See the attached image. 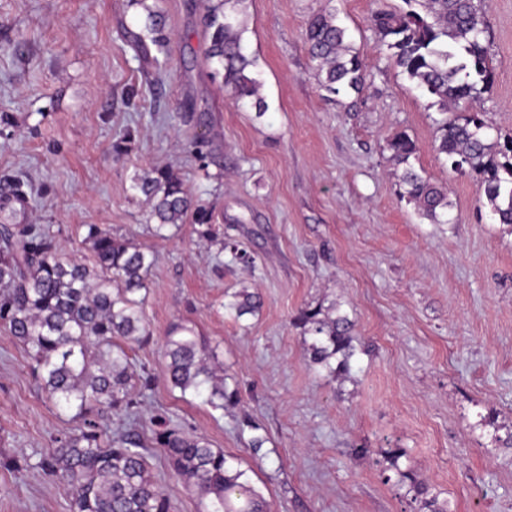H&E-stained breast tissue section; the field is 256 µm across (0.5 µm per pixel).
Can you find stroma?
I'll return each instance as SVG.
<instances>
[{"label":"stroma","instance_id":"1","mask_svg":"<svg viewBox=\"0 0 512 512\" xmlns=\"http://www.w3.org/2000/svg\"><path fill=\"white\" fill-rule=\"evenodd\" d=\"M149 4L170 41L161 72L127 37L129 0H0V181L33 189L16 223L49 228L86 264L91 224L156 254L150 339L127 349L139 431L162 416L204 436L248 469L271 512H420L384 463L392 448L448 512H512V231L494 220L479 176L457 175L435 151L437 106L370 27L373 12L404 0H246L262 114L223 92L207 62L204 0ZM479 8L494 80L474 109L508 133L512 0ZM324 9L372 75L361 93L327 94L314 76L305 29ZM397 132L418 146L412 166L447 186V223L400 198L387 148ZM198 134L200 155L187 147ZM151 167L173 170L211 210L219 242L191 223L152 235L132 189ZM244 288L262 306L237 320L226 305ZM307 306L352 321L348 374L310 366L294 322ZM180 322L216 351L238 403L216 410L167 383L163 339ZM77 425L0 331V512H70L68 490L27 462ZM146 455L174 512H200L163 451Z\"/></svg>","mask_w":512,"mask_h":512}]
</instances>
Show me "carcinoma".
I'll list each match as a JSON object with an SVG mask.
<instances>
[{
	"mask_svg": "<svg viewBox=\"0 0 512 512\" xmlns=\"http://www.w3.org/2000/svg\"><path fill=\"white\" fill-rule=\"evenodd\" d=\"M244 2L207 0V60L222 69L225 93L264 113L268 105L260 93L262 83L243 38L239 6ZM404 2L405 11L372 15L378 41L408 79L436 99L442 118L435 151L445 156L453 171L480 176L493 218L512 228V134L492 136L480 113L461 111L493 78L479 9L474 0ZM136 5L144 14L136 20L138 31L131 33L134 45L143 48L150 42L159 53L168 54L155 11L145 0H136ZM306 43L315 76L327 92L364 90L369 74L334 14L320 11L310 17ZM387 146L389 160L401 168V197L421 217L434 224L448 223V189L430 182L411 165L415 142L400 133ZM132 188L150 205L154 235L160 237L161 230L190 218L214 236L210 211L189 196L172 170L154 167L137 173ZM9 218V213L0 218V327L26 348L47 397L81 419L77 430L55 438V447L37 454L28 467L68 487L71 512H172L171 500L152 476L145 446L133 428L137 401L131 364L122 347L144 337L140 294L146 289L154 253L91 225L86 235L93 254L90 268L63 259L48 230L31 224L11 228ZM260 306V297L244 289L234 294L227 308L239 320L255 314ZM296 321L310 336L312 366L331 374L350 372L355 348L353 324L347 316L304 308ZM165 357L172 387L206 394L215 409L238 402L236 392H227L224 382L216 381L217 355L192 327L184 323L169 327ZM107 411L122 412L129 426L107 433L99 423ZM151 441L164 450L188 490L203 504L202 512H267L247 470L230 464L224 451L210 447L204 437L158 419ZM401 456L397 448L387 451L388 469L400 481L409 482V490L421 498L427 512H447L437 498H425V488L400 469Z\"/></svg>",
	"mask_w": 512,
	"mask_h": 512,
	"instance_id": "1",
	"label": "carcinoma"
}]
</instances>
